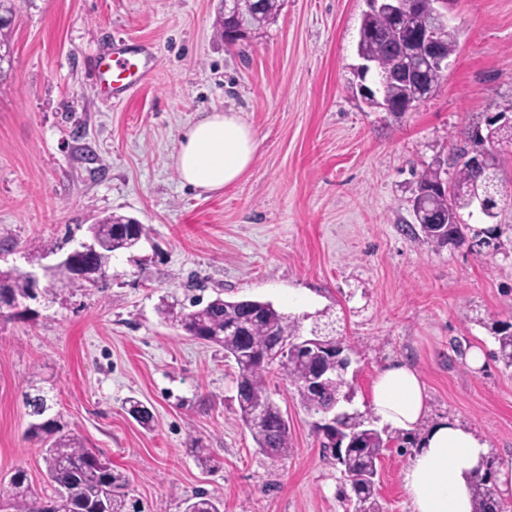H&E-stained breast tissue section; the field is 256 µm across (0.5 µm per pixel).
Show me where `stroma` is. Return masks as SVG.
<instances>
[{
    "instance_id": "obj_1",
    "label": "stroma",
    "mask_w": 512,
    "mask_h": 512,
    "mask_svg": "<svg viewBox=\"0 0 512 512\" xmlns=\"http://www.w3.org/2000/svg\"><path fill=\"white\" fill-rule=\"evenodd\" d=\"M220 0H15L12 64L0 79V271H36L118 213L150 239L115 253L98 285L55 287L0 317V489L16 468L53 493L28 442L25 392H48L63 422L129 479L144 512H184L205 491L224 512H354L342 467L324 456L315 414L277 373L267 389L291 449L262 454L239 416L236 366L217 345L161 322L162 304L257 298L333 323L353 349L351 408L370 412L375 376L411 364L428 419L455 418L512 461V366L494 328L512 322V165L482 252L411 234L424 169L473 128L512 113V0H450L458 49L439 87L402 114L369 108L356 44L365 0H282L277 20L234 45L214 35ZM148 58L151 79L113 99L92 74L114 40ZM233 109L257 132L250 168L217 192L182 185L180 130ZM482 348L471 368L465 353ZM135 397L152 429L127 412ZM214 468H202L198 453ZM411 448L384 455L377 497L410 512Z\"/></svg>"
}]
</instances>
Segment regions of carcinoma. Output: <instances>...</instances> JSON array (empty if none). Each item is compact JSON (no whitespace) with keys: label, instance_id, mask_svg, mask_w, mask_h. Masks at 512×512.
Segmentation results:
<instances>
[{"label":"carcinoma","instance_id":"cac0c4a2","mask_svg":"<svg viewBox=\"0 0 512 512\" xmlns=\"http://www.w3.org/2000/svg\"><path fill=\"white\" fill-rule=\"evenodd\" d=\"M446 4L437 0H415V7L397 18L387 10L363 15L357 41V55L372 62L371 73L380 80L378 95L365 97L371 108H380L381 100L394 104L417 101L429 96L438 87L443 69L428 61L410 56L407 65L422 71L423 81L414 83L401 78L381 81L382 75L396 69L401 61L408 37L430 29L445 57L458 49L455 30L448 29V19L439 16ZM281 9V0H244L236 16L218 13L216 33L243 27L253 33L275 20ZM495 148L484 169L476 170L467 162H451L453 174L448 180L452 193L439 190L443 184L441 166L423 170L419 184L424 195L413 206L412 217L426 239L437 248L448 245V237L439 231L434 219L443 217L453 225L461 223L460 211L478 207L488 218L496 217L502 184L500 171L505 161L512 160V124H490L487 129ZM453 196V209H448V196ZM124 215H109L94 224L91 230L109 253L113 241L124 240L131 246L149 237L143 224H127ZM29 291L26 278L20 272H0V296L7 293L25 295ZM185 312L175 311L171 305L160 309L162 318L181 328L189 337L202 344L224 348L225 356L234 360L238 374L240 418L250 430L257 447L268 455L280 456L288 452L290 437L288 419L265 387V377L272 366H277L289 386L298 394L308 411L318 414L336 396L344 394L345 385L330 380L319 392L306 387L307 380L324 367L323 354H311L300 348L301 322L276 309L272 303L260 300L227 301L221 298ZM230 324L239 326L243 335L224 334ZM499 356L512 366V324H503L496 331ZM129 414L138 423L149 426L152 414L137 400H129ZM29 423L24 437L41 447L46 471L55 487V496L43 498L31 487L24 469H16L9 479L8 501L13 512H51L60 506L64 512H93L98 502L106 504L103 512H143L140 502L130 497L126 476L102 457L91 459L94 452L82 439L66 428L58 413L44 408L40 394L24 395ZM341 431L352 437L351 448L339 458L350 488L344 497L354 501L355 512H380L375 493L380 458L383 451L400 441L399 437L382 436L371 427L369 418L358 411L339 420ZM493 464L474 478L473 512H504L505 504L498 498L493 479ZM191 512H223L221 498L207 492H198L190 498Z\"/></svg>","mask_w":512,"mask_h":512}]
</instances>
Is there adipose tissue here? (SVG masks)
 Instances as JSON below:
<instances>
[{
	"label": "adipose tissue",
	"mask_w": 512,
	"mask_h": 512,
	"mask_svg": "<svg viewBox=\"0 0 512 512\" xmlns=\"http://www.w3.org/2000/svg\"><path fill=\"white\" fill-rule=\"evenodd\" d=\"M259 145L238 113L216 110L183 128L173 162L183 185L220 191L250 167ZM371 410L382 425L420 432L402 474L411 512H472V480L484 472L490 448L459 421L425 424L426 388L412 366L394 361L378 371Z\"/></svg>",
	"instance_id": "ef3b65f1"
}]
</instances>
